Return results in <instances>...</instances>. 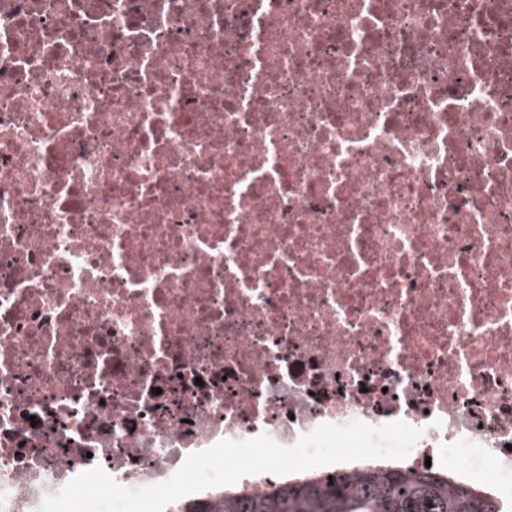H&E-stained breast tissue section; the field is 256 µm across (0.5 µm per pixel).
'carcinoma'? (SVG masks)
<instances>
[{
    "label": "carcinoma",
    "instance_id": "cac0c4a2",
    "mask_svg": "<svg viewBox=\"0 0 512 512\" xmlns=\"http://www.w3.org/2000/svg\"><path fill=\"white\" fill-rule=\"evenodd\" d=\"M171 512H512V504L439 471L379 464L238 498L177 501Z\"/></svg>",
    "mask_w": 512,
    "mask_h": 512
}]
</instances>
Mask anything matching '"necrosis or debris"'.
Instances as JSON below:
<instances>
[{"mask_svg":"<svg viewBox=\"0 0 512 512\" xmlns=\"http://www.w3.org/2000/svg\"><path fill=\"white\" fill-rule=\"evenodd\" d=\"M396 420L512 500V0H0V512Z\"/></svg>","mask_w":512,"mask_h":512,"instance_id":"obj_1","label":"necrosis or debris"}]
</instances>
